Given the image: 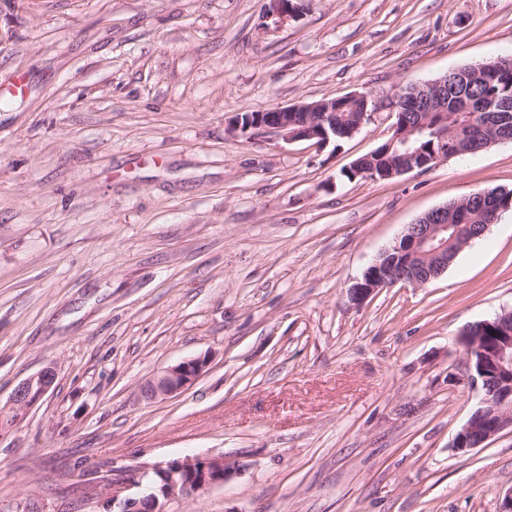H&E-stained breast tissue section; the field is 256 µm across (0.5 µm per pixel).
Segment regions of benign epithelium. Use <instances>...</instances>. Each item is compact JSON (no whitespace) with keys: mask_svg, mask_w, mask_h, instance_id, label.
Instances as JSON below:
<instances>
[{"mask_svg":"<svg viewBox=\"0 0 512 512\" xmlns=\"http://www.w3.org/2000/svg\"><path fill=\"white\" fill-rule=\"evenodd\" d=\"M495 71L485 68L468 73L452 72L414 87L399 88L389 103L395 112L393 135L388 148H397L396 159L389 161L393 178L418 169H431L449 157L461 156L492 144L506 142L509 136H490L487 129L498 120L496 112L503 104L483 103L466 97L461 89L479 79L489 81ZM353 104L357 112L346 116L338 107ZM369 96L351 92L339 97L311 103L277 106L260 112H246L231 124L234 131L258 130L272 133L287 142L330 141V134L344 126L358 131L369 119ZM477 109L487 113L485 122L455 140L454 148H446L427 157H418L414 138L423 135L434 113L448 121V110ZM455 208L436 207L409 225L401 237L403 244L395 247V255L386 250L365 271L367 277L350 288L349 295L357 304L364 302L376 290L397 284L421 287L448 269V257L476 238L468 224L448 223V212ZM508 330L492 338L479 335L462 337L469 362L474 369L470 382L481 383L483 396L480 407L458 431L452 447L468 451L486 442L501 431L512 427V311L503 312L484 324ZM209 366L207 356H199L172 365L146 381L142 396L148 401L172 397L188 389ZM56 371L51 365L24 378L9 399L0 404V436L16 429L54 387ZM238 474V468L224 456H196L183 460L124 469L101 477L100 483L112 503V512H170L171 501L189 498L211 488L222 486Z\"/></svg>","mask_w":512,"mask_h":512,"instance_id":"obj_1","label":"benign epithelium"}]
</instances>
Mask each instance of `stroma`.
I'll return each instance as SVG.
<instances>
[{
	"label": "stroma",
	"mask_w": 512,
	"mask_h": 512,
	"mask_svg": "<svg viewBox=\"0 0 512 512\" xmlns=\"http://www.w3.org/2000/svg\"><path fill=\"white\" fill-rule=\"evenodd\" d=\"M0 0V512H109L107 471L239 466L170 512H499L512 430L468 452L460 343L512 310V211L421 288H350L424 213L512 189V143L347 180L399 86L512 56V0ZM354 91L352 137L232 133L237 114ZM208 355L175 396L154 374ZM55 381V368L49 365L19 382L6 403L0 402V436L20 427L30 410L54 387Z\"/></svg>",
	"instance_id": "1"
}]
</instances>
